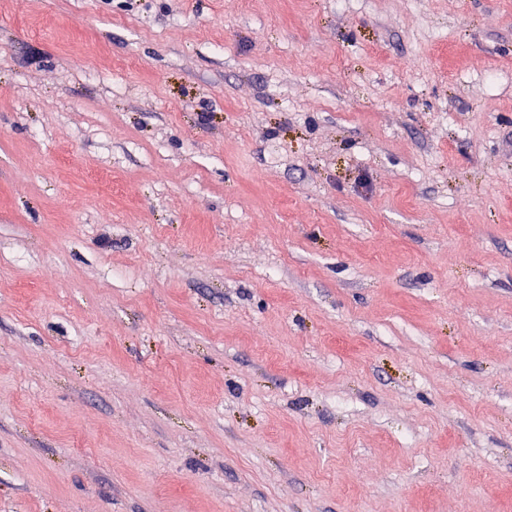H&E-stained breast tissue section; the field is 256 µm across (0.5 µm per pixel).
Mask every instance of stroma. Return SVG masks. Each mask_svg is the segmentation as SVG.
<instances>
[{"label": "stroma", "mask_w": 512, "mask_h": 512, "mask_svg": "<svg viewBox=\"0 0 512 512\" xmlns=\"http://www.w3.org/2000/svg\"><path fill=\"white\" fill-rule=\"evenodd\" d=\"M0 512H512V0H0Z\"/></svg>", "instance_id": "35a3bbf8"}]
</instances>
